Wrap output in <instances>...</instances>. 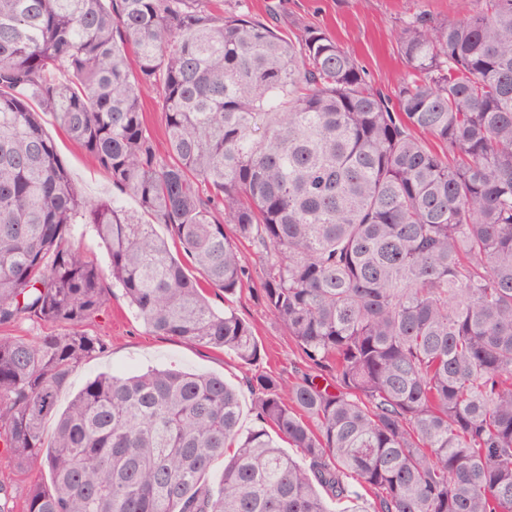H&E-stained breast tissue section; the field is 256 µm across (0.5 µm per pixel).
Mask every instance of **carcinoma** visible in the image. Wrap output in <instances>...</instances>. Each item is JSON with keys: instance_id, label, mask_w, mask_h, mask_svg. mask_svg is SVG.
<instances>
[{"instance_id": "1", "label": "carcinoma", "mask_w": 512, "mask_h": 512, "mask_svg": "<svg viewBox=\"0 0 512 512\" xmlns=\"http://www.w3.org/2000/svg\"><path fill=\"white\" fill-rule=\"evenodd\" d=\"M477 2L402 22L392 99L317 27L209 0H0V326H62L0 336V446L51 476L25 512H512V0ZM42 113L138 208L88 204ZM79 217L107 269L72 247ZM243 241L308 367L248 380L256 427L224 379L173 370L98 375L56 415L103 348L82 326L106 272L152 333L255 365L252 326L206 296L251 279ZM12 499L1 474L0 512ZM154 95H145L143 101L144 119L146 126L154 139L155 146L160 153L166 151V141L163 134L164 119ZM60 332V327L33 317L17 320L8 326L0 327V335L33 340L38 336H46Z\"/></svg>"}]
</instances>
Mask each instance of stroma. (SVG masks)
Segmentation results:
<instances>
[{
    "mask_svg": "<svg viewBox=\"0 0 512 512\" xmlns=\"http://www.w3.org/2000/svg\"><path fill=\"white\" fill-rule=\"evenodd\" d=\"M465 0H224L225 10H235L280 28L301 33L314 26L323 29L354 54L375 89L394 95L405 65L397 51L395 32L403 20L427 15L439 20L456 17ZM43 128L56 143L58 153L72 178L80 185L89 203L108 202L120 197L125 207H134L128 194L113 186L109 175L95 159L75 146L60 130L51 115H43ZM243 263L252 279L241 292L227 297L217 289L208 298L216 309L231 307L249 322L262 346L256 366L242 365L232 354L183 343L169 336L148 331L130 307L122 288L108 287L107 305L85 325V331L99 337L103 352L86 358L70 377L57 399L58 410H65L86 382L112 369L172 368L216 375L235 388L242 407L244 428L256 424L253 395L248 380L254 371L274 373L285 381H295L305 365L287 329L276 322L264 306L259 291L260 262L249 243H241Z\"/></svg>",
    "mask_w": 512,
    "mask_h": 512,
    "instance_id": "stroma-1",
    "label": "stroma"
}]
</instances>
